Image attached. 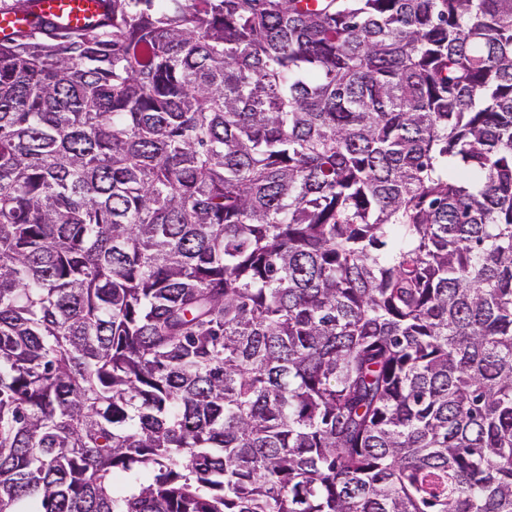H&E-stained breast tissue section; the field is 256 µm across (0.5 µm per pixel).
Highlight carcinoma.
Returning a JSON list of instances; mask_svg holds the SVG:
<instances>
[{
	"instance_id": "obj_1",
	"label": "carcinoma",
	"mask_w": 512,
	"mask_h": 512,
	"mask_svg": "<svg viewBox=\"0 0 512 512\" xmlns=\"http://www.w3.org/2000/svg\"><path fill=\"white\" fill-rule=\"evenodd\" d=\"M40 2L0 512H512V0ZM47 15H54L62 27L79 28L102 11L98 0H42Z\"/></svg>"
}]
</instances>
